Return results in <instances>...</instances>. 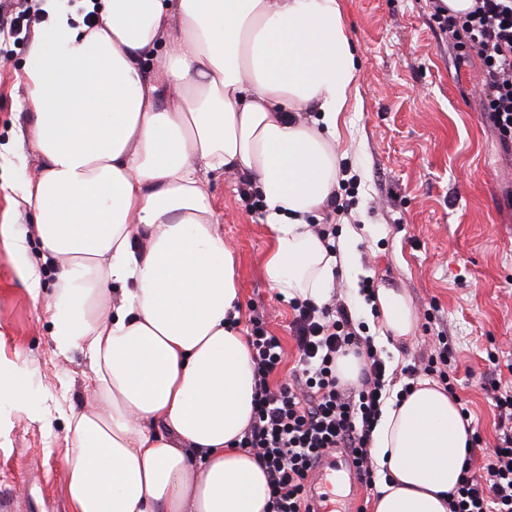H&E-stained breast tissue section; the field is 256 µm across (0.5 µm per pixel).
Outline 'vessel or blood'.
Listing matches in <instances>:
<instances>
[{
	"instance_id": "obj_1",
	"label": "vessel or blood",
	"mask_w": 512,
	"mask_h": 512,
	"mask_svg": "<svg viewBox=\"0 0 512 512\" xmlns=\"http://www.w3.org/2000/svg\"><path fill=\"white\" fill-rule=\"evenodd\" d=\"M345 471L350 486H358L359 476L352 465L347 449L338 448L325 456L308 477L307 503L310 512H358L355 494L336 497L333 486L337 471Z\"/></svg>"
}]
</instances>
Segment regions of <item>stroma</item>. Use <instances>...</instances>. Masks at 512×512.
I'll list each match as a JSON object with an SVG mask.
<instances>
[{
	"label": "stroma",
	"mask_w": 512,
	"mask_h": 512,
	"mask_svg": "<svg viewBox=\"0 0 512 512\" xmlns=\"http://www.w3.org/2000/svg\"><path fill=\"white\" fill-rule=\"evenodd\" d=\"M357 60L359 104L340 114L338 163L357 180L346 209H326L322 221L337 234L356 232L358 264L336 271L331 291L353 311L368 335L379 318L358 308L359 286L373 279L405 293L415 326L405 341L382 345L389 367L427 356L436 335L447 336L456 359L455 396L482 437L472 467L488 462L499 434L490 383L512 387V144L503 145L482 114L480 62L440 34L433 0H340ZM31 35L0 36V217L8 216L25 249L0 245V353L19 363L30 414H12L0 441V500L25 512H70L63 456L66 417L82 407L88 359L82 350L58 354L46 311L54 270L31 234L33 212L19 205L25 180L42 165L25 137L29 106L20 77ZM211 202L236 257L243 330L262 318L283 357L271 385L291 382L298 350L291 332L295 312L270 288L263 258L270 247L254 192L235 173L209 172ZM32 264L41 272L39 296L18 276Z\"/></svg>",
	"instance_id": "1"
}]
</instances>
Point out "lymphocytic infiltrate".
<instances>
[{
    "instance_id": "f902f5d3",
    "label": "lymphocytic infiltrate",
    "mask_w": 512,
    "mask_h": 512,
    "mask_svg": "<svg viewBox=\"0 0 512 512\" xmlns=\"http://www.w3.org/2000/svg\"><path fill=\"white\" fill-rule=\"evenodd\" d=\"M439 30L475 52L485 90L482 110L502 141L512 143V0H474L462 17L436 6ZM295 337L302 366L297 384L271 389L270 375L282 361L277 337L254 322L248 338L254 363L256 407L239 445L260 458L271 493L272 512H305L308 473L331 448L350 449L366 486L375 483L370 434L384 402L387 366L372 337L360 335L347 305L304 300L295 305ZM355 354L363 363L356 383L344 385L336 373L338 355ZM452 351L441 346L426 362L403 367L404 391L419 376L455 388ZM503 423L499 442L484 473L464 460L450 512H512V392L494 394Z\"/></svg>"
}]
</instances>
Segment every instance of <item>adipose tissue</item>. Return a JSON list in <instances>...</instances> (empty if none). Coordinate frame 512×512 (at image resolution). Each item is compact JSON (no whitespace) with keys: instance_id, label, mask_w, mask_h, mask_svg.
Segmentation results:
<instances>
[{"instance_id":"obj_1","label":"adipose tissue","mask_w":512,"mask_h":512,"mask_svg":"<svg viewBox=\"0 0 512 512\" xmlns=\"http://www.w3.org/2000/svg\"><path fill=\"white\" fill-rule=\"evenodd\" d=\"M47 4L22 80L43 169L21 199L55 268L60 354L84 351L89 403L63 459L72 512H270L257 458L235 447L255 407L236 261L203 172L263 200L264 273L283 299L328 300L354 238L330 255L309 223L336 193L337 122L358 89L338 0ZM317 118L302 120L303 112ZM382 338L415 315L380 287ZM474 430L429 380L388 399L372 432L371 512H449Z\"/></svg>"}]
</instances>
